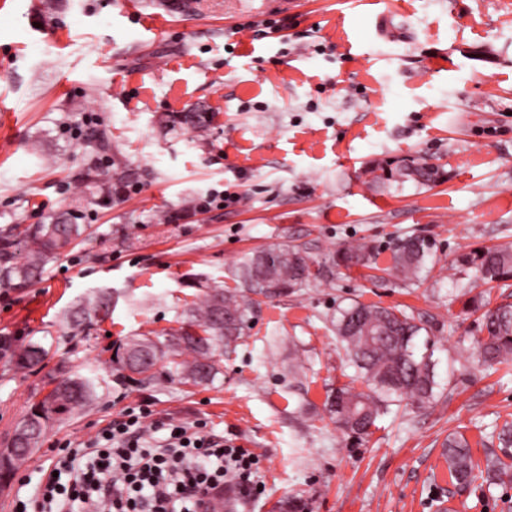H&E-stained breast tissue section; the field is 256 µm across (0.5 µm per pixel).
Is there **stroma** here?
<instances>
[{
	"instance_id": "obj_1",
	"label": "stroma",
	"mask_w": 512,
	"mask_h": 512,
	"mask_svg": "<svg viewBox=\"0 0 512 512\" xmlns=\"http://www.w3.org/2000/svg\"><path fill=\"white\" fill-rule=\"evenodd\" d=\"M6 0L0 6V229L70 212L86 238L24 291L0 288V448L58 363L92 377L96 401L50 421L38 450L0 490V512L32 496L66 441H85L146 405L164 422H199L259 459L260 492L224 489L226 512H512V484L480 489L448 473L449 433L485 464L512 422V371L479 362V314L463 302L512 303L455 258L512 245V0H409L402 25L378 34L366 0ZM287 19L262 32L268 19ZM205 112L206 128L176 123ZM111 147L92 162L86 136ZM420 159L442 167L430 187L377 186L369 167ZM98 166V181L86 172ZM135 178L101 203L116 169ZM227 208L184 211L210 192ZM167 215L159 223L158 215ZM434 242L428 272L388 269L403 238ZM312 244L375 246V266L260 299L243 345L206 387L131 382L111 348L176 328L185 304L237 288L249 251ZM100 289L112 313L90 332L63 313ZM360 301L413 314L434 343L438 387L427 407L391 408L349 438L327 397L361 380L330 319ZM43 347L27 369L14 351Z\"/></svg>"
}]
</instances>
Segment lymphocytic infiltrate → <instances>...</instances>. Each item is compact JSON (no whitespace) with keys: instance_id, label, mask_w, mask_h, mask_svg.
<instances>
[{"instance_id":"1","label":"lymphocytic infiltrate","mask_w":512,"mask_h":512,"mask_svg":"<svg viewBox=\"0 0 512 512\" xmlns=\"http://www.w3.org/2000/svg\"><path fill=\"white\" fill-rule=\"evenodd\" d=\"M143 407L45 471L36 497L16 499L13 512H200L203 495L230 478L248 479L257 459L225 444L199 423L144 422Z\"/></svg>"}]
</instances>
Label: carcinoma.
Wrapping results in <instances>:
<instances>
[{
    "label": "carcinoma",
    "mask_w": 512,
    "mask_h": 512,
    "mask_svg": "<svg viewBox=\"0 0 512 512\" xmlns=\"http://www.w3.org/2000/svg\"><path fill=\"white\" fill-rule=\"evenodd\" d=\"M381 174H376V171ZM369 172L376 184L428 186L440 181L443 170L421 160L373 164ZM84 232L70 213L55 216L47 224H32L16 233L0 230V287L23 290L37 283L43 265L65 251ZM432 243L418 236L402 239L392 256L390 271L402 280L417 281L428 270L433 257ZM375 247L339 246L324 254L320 262L309 256L307 248L284 245L247 253L242 257L236 277L246 288L240 295L223 288L206 292L199 304L183 310L178 329L160 338L142 334L130 336L114 347L112 364L131 378L151 381L163 374L193 385H209L223 373L224 352L241 344L249 328L251 309L256 298L286 295L327 276L338 265L369 267ZM463 268L473 269L485 283L499 282L509 287L512 281V248H481L458 257ZM466 308L481 312L485 335L477 342L483 363L493 366L512 364V303L487 308L470 298ZM111 296L95 294L85 304L71 309L66 319L81 329L108 316ZM336 338L346 359L367 391L340 387L328 397L331 419L348 436H367L381 409L409 399L417 407L430 404L438 386L433 360L434 343L422 338L424 327L402 311L379 305L353 302L341 308L332 319ZM45 351L29 346L13 354L16 367H32L43 359ZM95 395L94 380L88 376L64 375L50 394L51 401L33 404L15 431L25 436V447L14 456L17 469L38 447L46 422L54 416L71 414ZM500 453L480 469L472 460L468 441L452 433L444 443V455L452 477L464 484L476 482L504 485L512 481V425L504 424L497 434Z\"/></svg>",
    "instance_id": "carcinoma-1"
}]
</instances>
